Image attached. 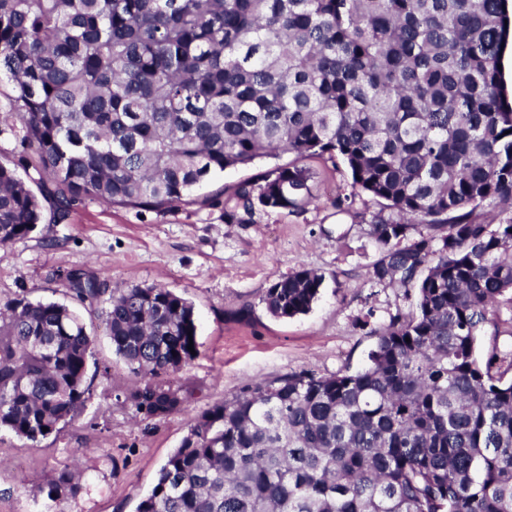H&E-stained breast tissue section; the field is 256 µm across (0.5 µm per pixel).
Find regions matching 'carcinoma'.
<instances>
[{"mask_svg": "<svg viewBox=\"0 0 512 512\" xmlns=\"http://www.w3.org/2000/svg\"><path fill=\"white\" fill-rule=\"evenodd\" d=\"M511 38L507 0H0V83L26 145L0 161L1 246L44 223L45 201L51 224L86 200L162 212L227 169L326 154L351 173L339 209L365 193L392 211L370 224L372 284L415 292L371 331L363 367L261 381L202 412L136 512H512V354L477 356L485 326L512 328L498 68ZM311 178L279 165L224 214L301 209ZM64 278L143 376L116 400L182 411L193 392L166 376L194 359L193 305L83 269ZM322 282L300 268L263 303L306 314ZM94 341L64 304L1 302L0 430L34 441L77 420ZM80 478L52 470L36 491L63 501Z\"/></svg>", "mask_w": 512, "mask_h": 512, "instance_id": "carcinoma-1", "label": "carcinoma"}]
</instances>
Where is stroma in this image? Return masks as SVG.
<instances>
[{"instance_id": "35a3bbf8", "label": "stroma", "mask_w": 512, "mask_h": 512, "mask_svg": "<svg viewBox=\"0 0 512 512\" xmlns=\"http://www.w3.org/2000/svg\"><path fill=\"white\" fill-rule=\"evenodd\" d=\"M280 160L264 159L225 170L207 195L231 198L244 181L261 182ZM312 173L311 202L301 210L255 209L229 217L222 203L195 201L164 213H140L93 201L76 204L67 223L44 224L30 238L0 245V302L70 303L63 271H103L118 288L159 285L194 307L199 353L178 377L195 394L184 411L152 419L103 399L104 388L134 381L107 336L100 311L80 309L97 330L88 375L95 394L86 411L58 437L34 443L0 432V512H44L31 493L46 472L79 459L85 485L57 512H135L158 472L204 410L250 384L303 370L321 375L362 367L374 332L413 294L372 287L368 273L381 256L369 235L385 201L355 197L347 211L337 195L350 193L351 174L328 157L302 159ZM324 276L320 295L304 315L272 317L263 298L275 282L299 267Z\"/></svg>"}]
</instances>
